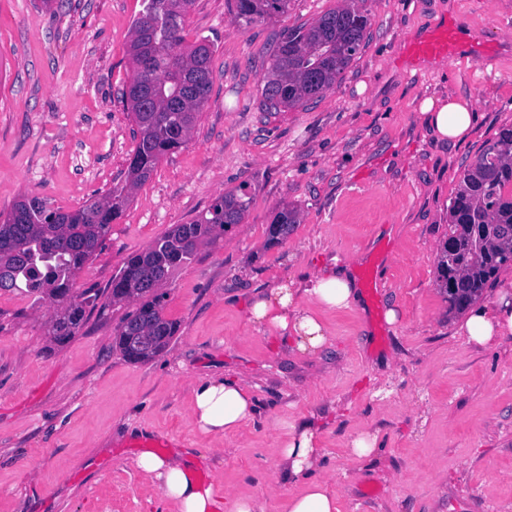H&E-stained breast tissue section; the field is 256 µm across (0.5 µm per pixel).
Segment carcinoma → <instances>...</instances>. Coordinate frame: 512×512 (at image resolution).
Listing matches in <instances>:
<instances>
[{"instance_id":"obj_1","label":"carcinoma","mask_w":512,"mask_h":512,"mask_svg":"<svg viewBox=\"0 0 512 512\" xmlns=\"http://www.w3.org/2000/svg\"><path fill=\"white\" fill-rule=\"evenodd\" d=\"M290 0H235L234 19L251 24L288 11ZM191 0H144L132 24L129 55L137 65L123 99L136 126L127 180L107 196L62 212L40 197L19 200L0 220V290L22 291L56 305L54 339L64 343L83 324L98 295L74 291L78 271L92 259L133 192L169 152L181 147L208 100L212 48L202 39L184 46L183 23ZM368 16L346 6L317 21L285 30L270 55L262 107L281 112L318 97L336 83L358 53ZM246 193L217 196L189 224H176L152 246L130 254L111 282L103 306L136 301L116 330L115 345L138 363L163 352L178 333L163 315L159 288L177 268L192 262L198 246L241 222ZM297 211L284 207L269 225L270 243L288 237ZM448 237L437 258L438 282L449 312H462L500 272L512 267V124L500 127L465 164L448 205Z\"/></svg>"}]
</instances>
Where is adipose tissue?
I'll use <instances>...</instances> for the list:
<instances>
[{
	"label": "adipose tissue",
	"mask_w": 512,
	"mask_h": 512,
	"mask_svg": "<svg viewBox=\"0 0 512 512\" xmlns=\"http://www.w3.org/2000/svg\"><path fill=\"white\" fill-rule=\"evenodd\" d=\"M424 122L438 140L457 144L469 138L477 121L472 102L447 95L425 98ZM316 302L328 310L361 304L362 294L348 266L332 265L304 279H280L248 306L253 324L294 339L298 351L317 354L329 338L322 321L307 307ZM458 332L481 347H491L512 335V289L501 288L492 301L470 305L457 322ZM254 401L243 380L208 377L193 387L191 416L205 433H237L252 418ZM280 466L286 480L301 484L290 499L288 512H339L338 493L326 479L315 477L320 462L317 429L305 421L292 427L279 446ZM136 464L160 483L172 512H218L220 489L196 475L195 462L142 453Z\"/></svg>",
	"instance_id": "1"
}]
</instances>
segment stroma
Instances as JSON below:
<instances>
[{
  "label": "stroma",
  "instance_id": "35a3bbf8",
  "mask_svg": "<svg viewBox=\"0 0 512 512\" xmlns=\"http://www.w3.org/2000/svg\"><path fill=\"white\" fill-rule=\"evenodd\" d=\"M344 0H291L286 13L244 25L234 0H192L186 43L212 45L213 82L188 141L134 192L105 247L75 286L107 297L125 258L214 198L247 185L250 205L224 237L164 285L179 332L151 360L127 361L113 336L130 303L88 309L68 341L49 334L55 307L0 292V512H169L138 468L140 435L161 457L191 455L228 498L286 512L297 484L277 449L315 420L320 474L339 512H512V335L491 348L456 333L437 287L447 207L466 160L512 123V0H355L370 19L360 52L333 89L281 112L261 108L275 38ZM142 0H0V213L24 196L68 212L125 183L135 147L122 92L134 76L130 29ZM458 14L491 64L463 54L407 61L405 43ZM462 95L480 119L467 141H437L424 98ZM297 210L282 243L275 210ZM373 269L364 310H324L331 344L300 353L248 320L272 282L332 263ZM395 308L396 323L380 308ZM243 379L255 402L238 433L202 432L191 388ZM377 435L357 459L350 442Z\"/></svg>",
  "mask_w": 512,
  "mask_h": 512
}]
</instances>
